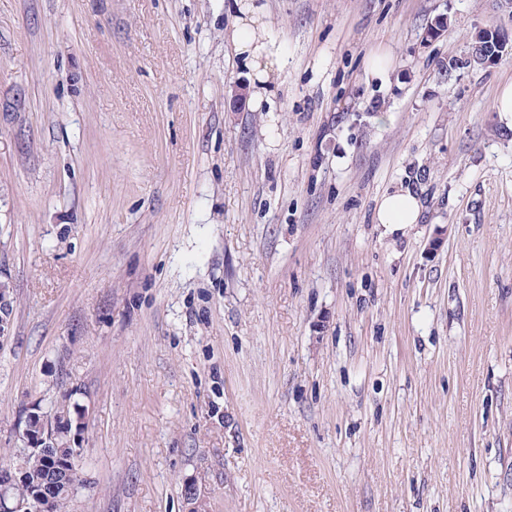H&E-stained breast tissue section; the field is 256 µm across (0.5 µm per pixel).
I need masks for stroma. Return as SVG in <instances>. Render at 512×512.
<instances>
[{"label": "stroma", "instance_id": "1", "mask_svg": "<svg viewBox=\"0 0 512 512\" xmlns=\"http://www.w3.org/2000/svg\"><path fill=\"white\" fill-rule=\"evenodd\" d=\"M490 28L507 0H0V463L67 399L70 512H512V52L448 69ZM402 186L419 222L376 223ZM258 11L259 9L255 5H250L244 9V12L251 14V17L237 31L234 44L237 53L250 60L255 71L254 82L265 84L269 79L272 68L277 62L271 58L268 46L263 42V24L256 16Z\"/></svg>", "mask_w": 512, "mask_h": 512}]
</instances>
